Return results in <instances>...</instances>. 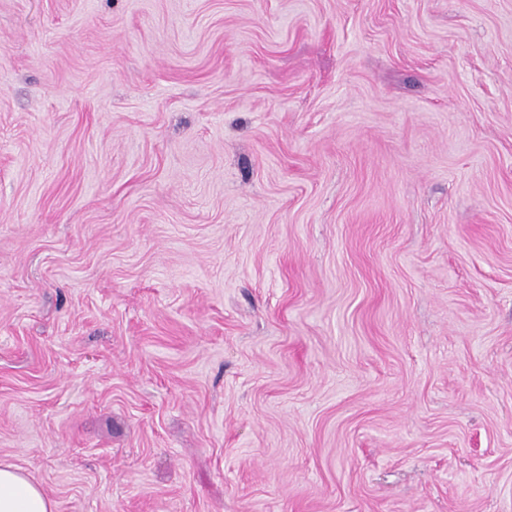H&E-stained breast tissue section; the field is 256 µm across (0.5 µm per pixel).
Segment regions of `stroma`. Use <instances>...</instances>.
<instances>
[{
    "label": "stroma",
    "mask_w": 512,
    "mask_h": 512,
    "mask_svg": "<svg viewBox=\"0 0 512 512\" xmlns=\"http://www.w3.org/2000/svg\"><path fill=\"white\" fill-rule=\"evenodd\" d=\"M0 463L512 512V0H0Z\"/></svg>",
    "instance_id": "1"
}]
</instances>
